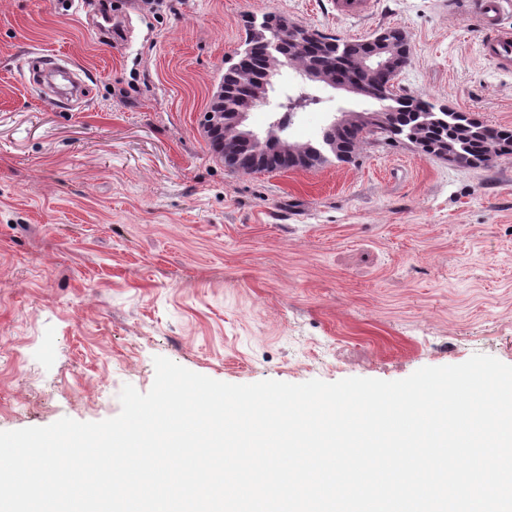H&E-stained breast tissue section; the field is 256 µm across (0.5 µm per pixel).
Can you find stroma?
I'll list each match as a JSON object with an SVG mask.
<instances>
[{
  "instance_id": "stroma-1",
  "label": "stroma",
  "mask_w": 512,
  "mask_h": 512,
  "mask_svg": "<svg viewBox=\"0 0 512 512\" xmlns=\"http://www.w3.org/2000/svg\"><path fill=\"white\" fill-rule=\"evenodd\" d=\"M0 0V431L121 410L163 356L231 384L401 380L483 353L512 365V156L469 168L371 137L311 169H226L201 126L272 12L352 41L403 31L408 93L512 128V72L463 0ZM65 56L69 107L28 61ZM285 132L354 102L315 87Z\"/></svg>"
}]
</instances>
